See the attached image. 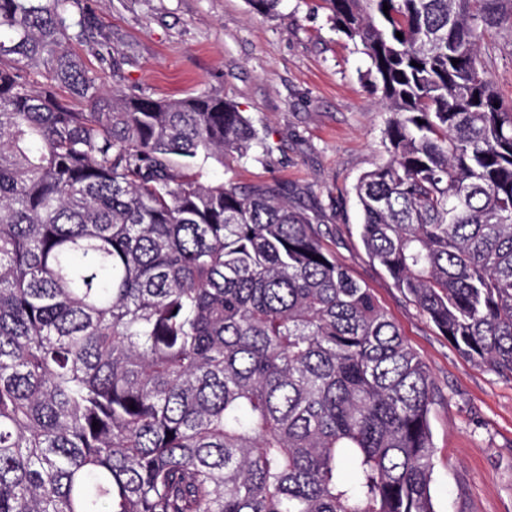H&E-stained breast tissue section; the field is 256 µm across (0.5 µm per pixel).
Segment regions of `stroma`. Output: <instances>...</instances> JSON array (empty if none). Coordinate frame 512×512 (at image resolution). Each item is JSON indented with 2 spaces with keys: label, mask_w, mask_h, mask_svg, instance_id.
I'll use <instances>...</instances> for the list:
<instances>
[{
  "label": "stroma",
  "mask_w": 512,
  "mask_h": 512,
  "mask_svg": "<svg viewBox=\"0 0 512 512\" xmlns=\"http://www.w3.org/2000/svg\"><path fill=\"white\" fill-rule=\"evenodd\" d=\"M91 18L114 49L105 86L181 98L206 91L235 104L260 143L248 158L214 164L206 182H279L320 230L323 247L370 288L435 379L430 426L436 512H512V379L467 359L386 271L360 236L354 186L387 157L389 115L369 61L336 31L322 0H91ZM495 86L512 105V26L481 45Z\"/></svg>",
  "instance_id": "stroma-1"
}]
</instances>
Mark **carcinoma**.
I'll return each mask as SVG.
<instances>
[{
  "label": "carcinoma",
  "instance_id": "carcinoma-1",
  "mask_svg": "<svg viewBox=\"0 0 512 512\" xmlns=\"http://www.w3.org/2000/svg\"><path fill=\"white\" fill-rule=\"evenodd\" d=\"M324 2L390 112L363 244L512 378V107L479 54L512 0ZM87 15L0 0V512H436L424 362L279 184L203 181L257 140L237 106L106 88Z\"/></svg>",
  "mask_w": 512,
  "mask_h": 512
}]
</instances>
